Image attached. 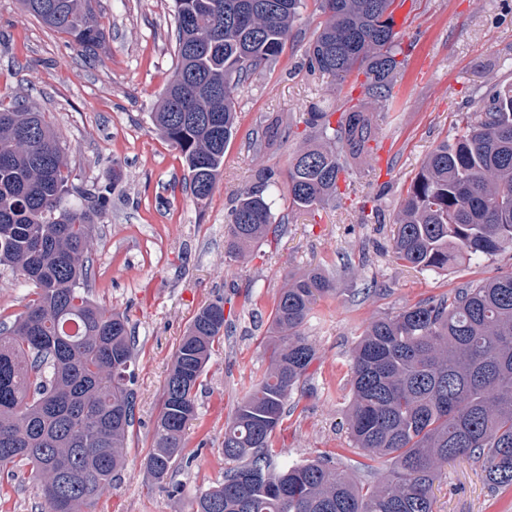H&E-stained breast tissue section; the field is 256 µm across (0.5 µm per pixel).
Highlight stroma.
Masks as SVG:
<instances>
[{
  "instance_id": "1",
  "label": "stroma",
  "mask_w": 512,
  "mask_h": 512,
  "mask_svg": "<svg viewBox=\"0 0 512 512\" xmlns=\"http://www.w3.org/2000/svg\"><path fill=\"white\" fill-rule=\"evenodd\" d=\"M106 40L85 55L66 36L46 29L21 0H0V104L43 113L68 154L70 201L106 185L111 195L97 219L90 294L123 312L136 336L135 424L126 464L91 512H192L194 498L224 479V424L268 365L270 314L288 278L312 269L333 276L302 328L315 357L294 390L291 412L277 428V460L324 456L343 469L364 458L351 446L345 412L350 401L351 350L374 318L512 267V250L476 264L417 271L395 260L394 219L428 153L459 131L492 86L512 83V0H416L404 27L413 43L398 102L364 99L377 122L379 155L352 161L340 201L310 213L276 198L284 223L245 258H229L224 226L235 199L265 169L286 176L292 154L310 135L311 109L343 112L348 84L309 71L306 49L324 20L308 0L294 36L277 61L241 88L237 131L206 204H198L179 153L154 129L174 57L173 0H97ZM277 114L292 134L256 145L266 116ZM378 208L361 223L365 201ZM224 299L228 331L216 348L196 397L197 413L175 463L178 493L144 467L171 355L200 308ZM436 512H512V489L486 488L478 464L449 462L434 484ZM0 512H41L39 484L28 467L0 474Z\"/></svg>"
}]
</instances>
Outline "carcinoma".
I'll list each match as a JSON object with an SVG mask.
<instances>
[{
    "label": "carcinoma",
    "instance_id": "1",
    "mask_svg": "<svg viewBox=\"0 0 512 512\" xmlns=\"http://www.w3.org/2000/svg\"><path fill=\"white\" fill-rule=\"evenodd\" d=\"M44 27L83 50L104 33L91 0H21ZM305 0H175L176 67L151 123L182 156L189 188L209 200L224 166L240 87L277 60ZM326 16L306 54L311 71L359 83L391 103L403 39L396 0H319ZM310 112L313 143L288 165L289 204L314 212L341 199L349 161L371 151L373 113L353 104L331 122ZM456 137L438 144L396 215L394 258L425 271L460 257L512 250V85L493 87ZM275 117L260 142L287 135ZM276 173L229 213L225 253L238 259L277 232ZM72 190L60 141L41 112L0 107V266L34 298L0 328V469L24 462L40 480L45 512H84L123 468L135 422L137 344L128 318L89 297L95 219L109 190L66 202ZM324 273L293 275L271 316L268 366L224 426V481L193 512H436L433 486L448 461L481 463L489 488H512V268L370 322L351 350L348 436L385 463L361 477L328 459L279 466L272 437L315 356L301 328ZM224 299L204 306L171 356L153 448L144 466L163 483L186 447L195 389L224 337Z\"/></svg>",
    "mask_w": 512,
    "mask_h": 512
}]
</instances>
